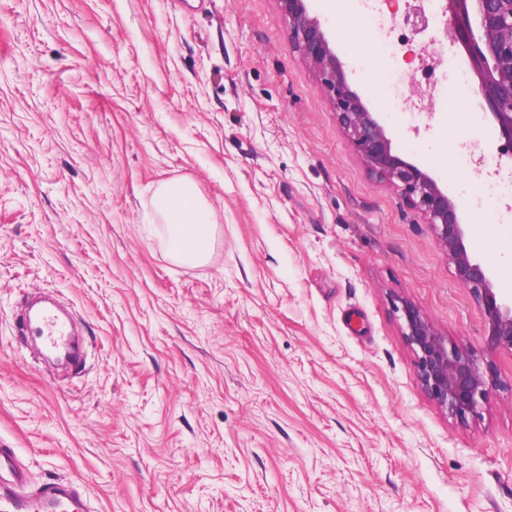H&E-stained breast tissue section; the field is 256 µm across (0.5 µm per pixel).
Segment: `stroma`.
I'll return each mask as SVG.
<instances>
[{
    "instance_id": "35a3bbf8",
    "label": "stroma",
    "mask_w": 512,
    "mask_h": 512,
    "mask_svg": "<svg viewBox=\"0 0 512 512\" xmlns=\"http://www.w3.org/2000/svg\"><path fill=\"white\" fill-rule=\"evenodd\" d=\"M405 160L464 205L465 245L512 295V223L461 158L487 120L413 118L375 53L382 0H312ZM446 75L438 31L409 36ZM191 181L207 263L173 261L151 197ZM76 316L58 372L16 326L26 294ZM402 299L499 385L456 418L417 380ZM0 448L25 491L88 512H512V352L432 227L379 182L293 47L278 0H0Z\"/></svg>"
}]
</instances>
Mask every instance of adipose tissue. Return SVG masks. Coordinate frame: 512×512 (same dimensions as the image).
Masks as SVG:
<instances>
[{"label": "adipose tissue", "instance_id": "adipose-tissue-1", "mask_svg": "<svg viewBox=\"0 0 512 512\" xmlns=\"http://www.w3.org/2000/svg\"><path fill=\"white\" fill-rule=\"evenodd\" d=\"M152 205L165 228L171 257L181 264L206 263L217 229L216 215L195 186L189 182L160 184Z\"/></svg>", "mask_w": 512, "mask_h": 512}]
</instances>
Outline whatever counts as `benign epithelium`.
Segmentation results:
<instances>
[{
  "label": "benign epithelium",
  "mask_w": 512,
  "mask_h": 512,
  "mask_svg": "<svg viewBox=\"0 0 512 512\" xmlns=\"http://www.w3.org/2000/svg\"><path fill=\"white\" fill-rule=\"evenodd\" d=\"M309 0H279L288 18L292 43L312 69L330 98L338 123L371 173L392 186L402 200L431 224L448 255L458 284L480 306L492 350L512 352V297L494 288L492 268L469 254L464 244L461 203L426 169L393 152L392 140L377 113L352 89L343 65L330 46ZM445 33L461 43L480 76L475 90L480 108L490 118L497 158L512 159V0H445ZM415 33L427 29L420 7L404 14ZM402 334L415 354L416 377L428 396L452 414H478L495 379L482 357L462 345L446 341L414 305L402 303Z\"/></svg>",
  "instance_id": "7a95c632"
}]
</instances>
